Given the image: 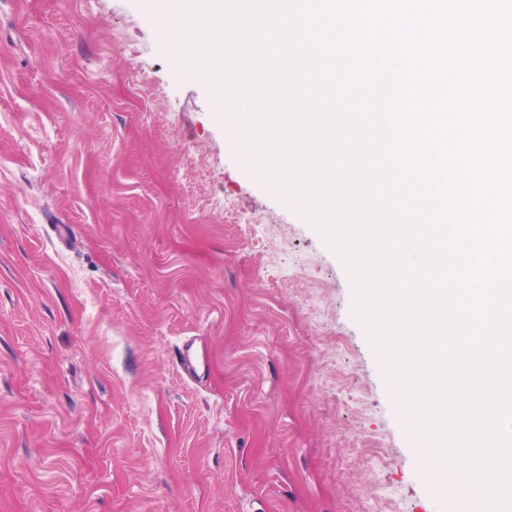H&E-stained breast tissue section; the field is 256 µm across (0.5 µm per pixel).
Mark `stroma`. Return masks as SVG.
<instances>
[{
  "label": "stroma",
  "mask_w": 512,
  "mask_h": 512,
  "mask_svg": "<svg viewBox=\"0 0 512 512\" xmlns=\"http://www.w3.org/2000/svg\"><path fill=\"white\" fill-rule=\"evenodd\" d=\"M149 11L0 0V512H466Z\"/></svg>",
  "instance_id": "35a3bbf8"
}]
</instances>
